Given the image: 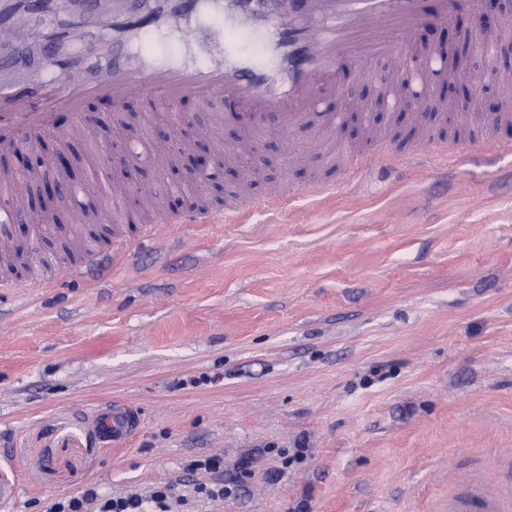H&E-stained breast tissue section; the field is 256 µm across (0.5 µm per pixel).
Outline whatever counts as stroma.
I'll return each mask as SVG.
<instances>
[{
	"mask_svg": "<svg viewBox=\"0 0 512 512\" xmlns=\"http://www.w3.org/2000/svg\"><path fill=\"white\" fill-rule=\"evenodd\" d=\"M459 4L430 23L415 49L443 44L484 64ZM195 35L146 30L142 52L206 63L232 39L268 64L267 37L239 20L194 18ZM99 136L68 131L67 178L83 182L113 142L175 136L165 106L92 97ZM379 137L354 138L375 171L350 194L300 195L281 215L254 209L242 224H185L163 241L142 228L158 210L223 205L239 187V160L213 169L203 196L182 198L197 176L149 149L114 179L121 194L154 193L125 248L96 281L60 278L65 230L10 224L27 258L0 278H39L0 291V464L20 486L13 512H50L86 490L149 498L156 487L212 482L195 459H224L236 483L224 502L171 500V512H440L457 476H485L512 458V155L472 148L444 170L410 164L401 117L373 118ZM257 198L321 172L287 163V144L261 141ZM121 402L140 426L123 448L97 423ZM247 463L249 477L239 475Z\"/></svg>",
	"mask_w": 512,
	"mask_h": 512,
	"instance_id": "1",
	"label": "stroma"
}]
</instances>
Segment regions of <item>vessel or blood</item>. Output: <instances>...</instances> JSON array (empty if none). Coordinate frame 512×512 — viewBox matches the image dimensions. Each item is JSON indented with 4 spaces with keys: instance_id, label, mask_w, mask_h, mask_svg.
I'll return each mask as SVG.
<instances>
[{
    "instance_id": "vessel-or-blood-1",
    "label": "vessel or blood",
    "mask_w": 512,
    "mask_h": 512,
    "mask_svg": "<svg viewBox=\"0 0 512 512\" xmlns=\"http://www.w3.org/2000/svg\"><path fill=\"white\" fill-rule=\"evenodd\" d=\"M71 4L72 0H53V21L43 28L33 26L25 0H9L5 8L7 20L0 23V45L24 40L42 48L47 76L18 86L9 76L12 63H0V150L29 145L32 133L51 128L53 114L58 110L79 115L77 131L92 132L91 119L82 115L83 103L92 94L108 96L116 105L132 98L158 101L173 112L187 101L202 106L217 101L242 107L235 145L242 163L239 193L220 208L197 205L180 216L183 224L244 223L255 206L248 190L259 165L254 154L259 137L287 138L304 131L309 142L334 147L343 115L320 112L316 106L326 91L338 89L336 75L346 62L365 68L374 59L389 60L391 67L381 85V95L404 101L399 74L404 65L411 63L408 48L416 30L427 21L419 0H261L251 13L252 19L277 32L289 33L297 44L294 50L276 51L273 66L249 64L229 45L202 65H149L137 56L118 55L116 41L108 37L125 16L129 0H97L93 4L92 23L104 37L93 44L88 59L70 51L72 41L78 37L77 27L68 23ZM148 6L158 25L178 28L186 21L180 0H149ZM510 36L512 12H507L497 31H478L473 38L480 50L491 56L499 41ZM445 57L443 49L434 47L418 63H411L424 100L432 98L436 63ZM510 123L512 112H501L483 123L481 135L495 140L498 151L511 154V142L495 139L497 127ZM416 130L412 160L437 166L460 158V151L433 144L424 117H417ZM337 162L342 173L340 181L352 188L361 186L372 168L370 161L354 149L340 150ZM337 182L315 176L304 191L323 197L335 193ZM109 187V170L100 168L67 195L64 205L77 221L126 222L127 214H113L111 207L84 211L78 206L79 199L103 196ZM7 189L11 201L0 206V223L14 224L25 213L26 197L16 178H9ZM139 424L138 415L118 403L101 414V427L115 444L124 442ZM507 497V492L465 480L449 491L443 510L504 512Z\"/></svg>"
}]
</instances>
